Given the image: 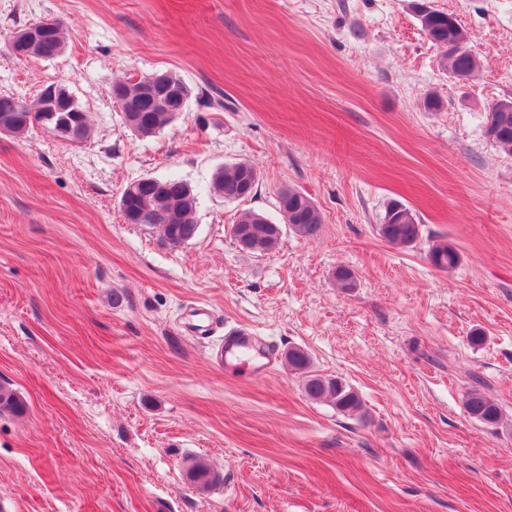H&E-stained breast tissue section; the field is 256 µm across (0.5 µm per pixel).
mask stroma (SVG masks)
<instances>
[{
  "mask_svg": "<svg viewBox=\"0 0 512 512\" xmlns=\"http://www.w3.org/2000/svg\"><path fill=\"white\" fill-rule=\"evenodd\" d=\"M410 3L0 0V94L31 104L61 83L89 121L79 145L0 134V384L27 404L0 415V512H512V157L483 134L512 96V0H431L470 38L467 81ZM47 18L64 52L13 56L11 33ZM166 72L186 109L139 136L111 83ZM240 161L256 192L211 193ZM145 176L195 188L192 240L124 221ZM285 186L317 205L319 234L240 250L234 220L280 222ZM394 199L420 222L405 248L378 230ZM438 242L458 267L430 262ZM229 326L272 344L273 368L224 364ZM293 347L360 414L308 399ZM472 389L497 424L468 416ZM198 459L205 489L187 476ZM429 259L438 269L449 270L459 265L461 255L455 246L443 242L431 247ZM463 403L467 414L480 423L496 424L501 417L497 402L479 390L468 392Z\"/></svg>",
  "mask_w": 512,
  "mask_h": 512,
  "instance_id": "1",
  "label": "stroma"
}]
</instances>
